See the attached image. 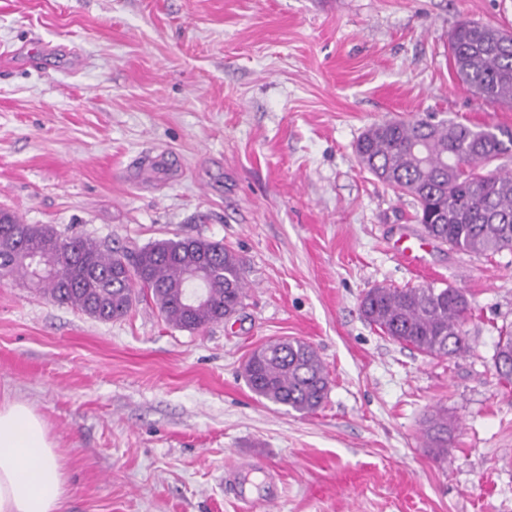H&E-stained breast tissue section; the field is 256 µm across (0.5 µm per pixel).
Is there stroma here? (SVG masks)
<instances>
[{"label":"stroma","instance_id":"35a3bbf8","mask_svg":"<svg viewBox=\"0 0 512 512\" xmlns=\"http://www.w3.org/2000/svg\"><path fill=\"white\" fill-rule=\"evenodd\" d=\"M463 21L512 32V0H0V209L117 250L219 241L249 283L239 315L190 332L149 299L101 322L0 280V398L46 422L61 512H512V381L494 363L512 251L432 240L408 267L415 202L354 152L388 119L512 130V105L450 64ZM378 285L460 289L470 350L384 336L360 308ZM285 337L329 373L314 413L243 378ZM428 436L436 443L439 457H448V418L434 416L428 420Z\"/></svg>","mask_w":512,"mask_h":512}]
</instances>
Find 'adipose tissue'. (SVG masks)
<instances>
[{
    "label": "adipose tissue",
    "mask_w": 512,
    "mask_h": 512,
    "mask_svg": "<svg viewBox=\"0 0 512 512\" xmlns=\"http://www.w3.org/2000/svg\"><path fill=\"white\" fill-rule=\"evenodd\" d=\"M67 475L44 421L0 402V512H61Z\"/></svg>",
    "instance_id": "ef3b65f1"
}]
</instances>
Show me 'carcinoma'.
Here are the masks:
<instances>
[{"instance_id": "cac0c4a2", "label": "carcinoma", "mask_w": 512, "mask_h": 512, "mask_svg": "<svg viewBox=\"0 0 512 512\" xmlns=\"http://www.w3.org/2000/svg\"><path fill=\"white\" fill-rule=\"evenodd\" d=\"M463 21L449 37V59L461 82L480 99L512 103V37ZM359 162L394 193L413 197L425 233L464 253L512 250V173L478 168L512 159V131L452 120H387L357 139ZM26 288L103 322L126 316L138 297L150 298L164 319L200 330L240 311L246 297L243 260L224 244L174 236L138 249L113 250L82 236L64 237L50 224H25L0 210V280ZM205 292L201 303L191 290ZM367 321L388 338L430 357L469 347L468 300L458 288L370 289L361 302ZM498 374L512 378V333L499 337ZM250 390L261 400L309 414L327 397L329 375L315 349L277 339L252 351L245 364ZM437 454L448 457V418L428 420Z\"/></svg>"}]
</instances>
